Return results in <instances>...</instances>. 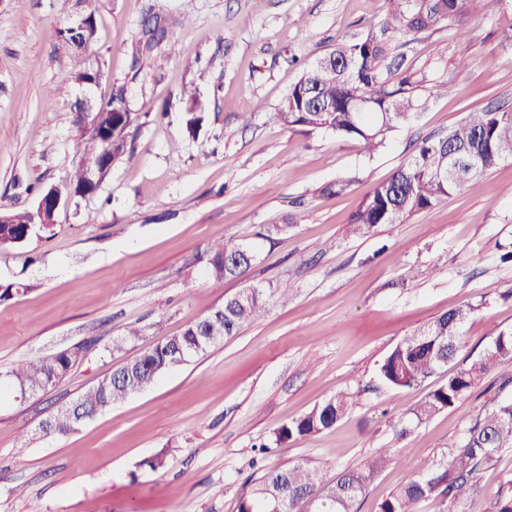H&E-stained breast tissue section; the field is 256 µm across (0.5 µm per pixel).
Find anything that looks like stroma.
I'll return each instance as SVG.
<instances>
[{"label":"stroma","instance_id":"1","mask_svg":"<svg viewBox=\"0 0 512 512\" xmlns=\"http://www.w3.org/2000/svg\"><path fill=\"white\" fill-rule=\"evenodd\" d=\"M87 53L101 79L83 89L64 62L62 0H0V208L28 209L62 186L82 152L73 104L124 88L138 116L131 157L92 195L61 207L52 238L0 250V376L20 362L97 343L53 388L0 403V512H237L265 467L305 458L330 474L394 451L356 505L377 512L418 463L460 439L501 397L512 362L494 366L454 407L397 441L394 426L453 371L512 330V160L479 191L460 189L406 223L349 234L363 196L422 140L469 112L512 108V11L421 33L390 31L391 82L417 81L419 108L384 146L291 128L277 113L307 64L336 41L390 21L389 0H100ZM157 17L159 34L145 21ZM467 65H460V58ZM204 104L188 128L186 90ZM347 178L346 193L325 185ZM270 224L283 233L268 238ZM220 238L254 248L238 279L213 281L199 257ZM289 288L286 302L149 389L63 434L39 427L120 366L179 334L248 286ZM484 305L457 358L420 386L373 388L405 335L461 303ZM140 340L112 350L128 324ZM356 391L336 426L293 439L265 463L253 448L334 394ZM164 453L152 471L145 458Z\"/></svg>","mask_w":512,"mask_h":512}]
</instances>
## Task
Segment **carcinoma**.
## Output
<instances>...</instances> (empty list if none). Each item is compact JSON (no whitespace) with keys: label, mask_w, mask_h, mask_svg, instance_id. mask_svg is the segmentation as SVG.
<instances>
[{"label":"carcinoma","mask_w":512,"mask_h":512,"mask_svg":"<svg viewBox=\"0 0 512 512\" xmlns=\"http://www.w3.org/2000/svg\"><path fill=\"white\" fill-rule=\"evenodd\" d=\"M512 0H391L393 19L409 32H422L469 14L495 15ZM98 0H83L90 26L75 33L64 26L59 39L71 49L69 73L79 84L97 83L100 72L86 67L82 52L73 49L80 41L93 44L98 35ZM388 44L371 33L357 41L341 40L317 58L302 73L285 99L278 118L290 127L321 129L340 138H355L373 152L384 146L389 135L409 123L417 109L414 87L407 78L390 81L386 64ZM97 132L81 137L82 152L106 158L112 145L117 163L131 152L132 128L137 116L125 105L123 91L101 105L92 117ZM512 159V110L500 107L469 112L446 136L428 139L397 168L391 178L375 186L360 202L350 231L363 235L379 224H403L411 216L431 208L457 189H477L484 176L500 162ZM69 192H93L86 187L81 169L65 182ZM15 224H0V249L22 247L34 238L54 231L49 224H34L33 212H15ZM255 260L254 252L229 239L216 241L206 250L209 276L216 282L242 275ZM269 304L264 288H245L201 319L190 323L178 336L142 351L112 374L86 391L78 402L86 409L107 408L151 387L165 372L182 366V354L197 358L210 345L206 337L222 341L236 335L246 324L261 317ZM479 309L464 302L442 313L423 328L404 336L387 353L377 369L378 380L392 388L421 385L437 370L448 366L463 343L462 328ZM93 344L63 350L51 359H31L9 374L8 385L0 384V401L14 387L44 392L63 378ZM512 361V331L499 332L485 354L448 376L441 387L429 392L416 405L409 419L396 426L399 439L413 427L452 407L477 380L499 363ZM354 396L339 392L316 404L309 412L276 429L270 444L280 447L292 438L319 434L332 428L353 407ZM512 448V395L493 401L465 429L459 440L439 456L424 461L396 492L379 506L378 512H417L418 505L435 495L448 499L447 512H475L480 493V474L499 453ZM392 449L380 448L361 467L331 476L316 459H305L269 470L250 494L239 499L237 512H268L272 499L280 500V512H295L308 498L317 499L320 512H354L376 473L391 461ZM486 512H512V489L501 490Z\"/></svg>","instance_id":"1"}]
</instances>
